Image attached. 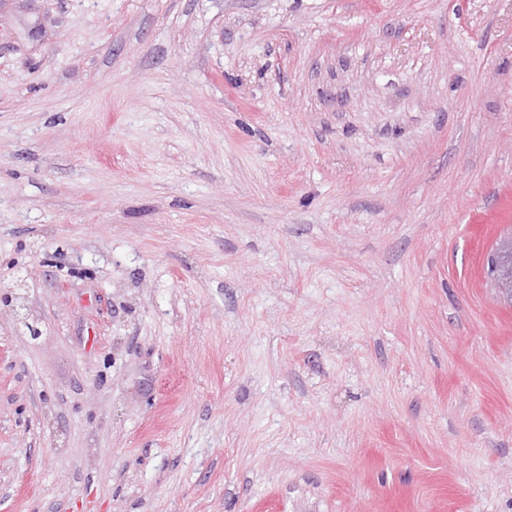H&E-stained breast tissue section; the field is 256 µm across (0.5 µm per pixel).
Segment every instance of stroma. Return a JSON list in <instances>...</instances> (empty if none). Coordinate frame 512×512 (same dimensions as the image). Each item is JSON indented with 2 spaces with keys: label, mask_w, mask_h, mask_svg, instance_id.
Segmentation results:
<instances>
[{
  "label": "stroma",
  "mask_w": 512,
  "mask_h": 512,
  "mask_svg": "<svg viewBox=\"0 0 512 512\" xmlns=\"http://www.w3.org/2000/svg\"><path fill=\"white\" fill-rule=\"evenodd\" d=\"M510 235L512 0H0V512H512ZM489 262V270L494 277L499 293L512 303V237L506 236L497 244Z\"/></svg>",
  "instance_id": "stroma-1"
}]
</instances>
